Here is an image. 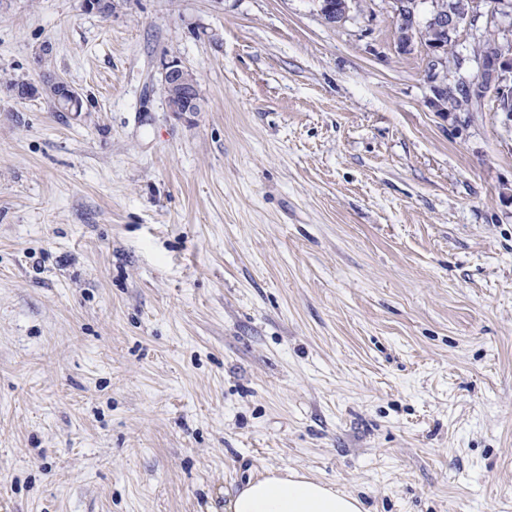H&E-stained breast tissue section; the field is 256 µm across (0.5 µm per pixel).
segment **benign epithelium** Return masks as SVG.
<instances>
[{
	"mask_svg": "<svg viewBox=\"0 0 512 512\" xmlns=\"http://www.w3.org/2000/svg\"><path fill=\"white\" fill-rule=\"evenodd\" d=\"M318 12L324 21L330 25L344 22L356 0H317ZM392 11L395 26L400 28L398 38L399 49L409 52L414 45L423 43L420 26L417 19V2L415 0H392ZM507 16L509 12L498 13L487 7V0H462L458 7L445 9L432 2L425 24L437 27L453 39H458L460 33L467 32L474 42L485 40L490 32L495 34L496 45L491 54H476L473 59L477 73L470 81L455 80L448 83L449 73H458L463 66L461 57L448 55V49L433 43L426 46L428 57L427 80L432 84L433 98L431 107L440 113L458 111L452 106L455 98L454 89L462 91L468 100L466 111L477 112L488 94L502 97L512 93V25L504 23L499 16ZM185 67L177 61L163 64V91L176 86ZM46 90L63 112L82 111L80 94L61 79H55L46 85ZM170 112H198L201 109V96L193 88L185 95L176 94L165 96Z\"/></svg>",
	"mask_w": 512,
	"mask_h": 512,
	"instance_id": "benign-epithelium-1",
	"label": "benign epithelium"
}]
</instances>
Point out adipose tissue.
<instances>
[{
    "label": "adipose tissue",
    "mask_w": 512,
    "mask_h": 512,
    "mask_svg": "<svg viewBox=\"0 0 512 512\" xmlns=\"http://www.w3.org/2000/svg\"><path fill=\"white\" fill-rule=\"evenodd\" d=\"M224 512H365L362 501L290 469H273L247 481Z\"/></svg>",
    "instance_id": "ef3b65f1"
}]
</instances>
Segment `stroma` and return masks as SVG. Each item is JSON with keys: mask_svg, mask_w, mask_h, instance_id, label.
<instances>
[{"mask_svg": "<svg viewBox=\"0 0 512 512\" xmlns=\"http://www.w3.org/2000/svg\"><path fill=\"white\" fill-rule=\"evenodd\" d=\"M426 67L390 0H0V512H512V127ZM336 1H338L336 3ZM317 0L318 12L324 21L330 25L344 22L356 0ZM186 68L178 61H169L163 64L162 86L168 112H198L201 109V96L196 87L189 90L185 95L178 97L175 93L167 95L168 89L173 88L180 82V77ZM46 90L63 112H82L80 94L61 79H55L46 85ZM224 512H366L362 501L295 470L272 469L230 497Z\"/></svg>", "mask_w": 512, "mask_h": 512, "instance_id": "35a3bbf8", "label": "stroma"}]
</instances>
